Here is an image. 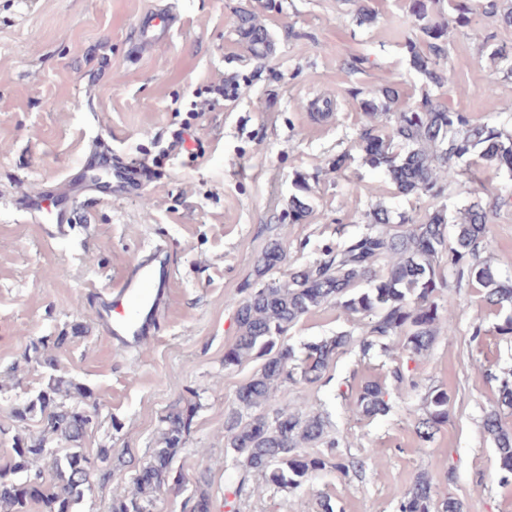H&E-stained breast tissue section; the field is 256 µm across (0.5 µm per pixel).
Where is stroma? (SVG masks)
Masks as SVG:
<instances>
[{
	"mask_svg": "<svg viewBox=\"0 0 512 512\" xmlns=\"http://www.w3.org/2000/svg\"><path fill=\"white\" fill-rule=\"evenodd\" d=\"M0 0V453L12 445L11 405L35 391L45 372L30 357L32 340L55 343L59 372L72 375L100 399L85 446L131 455L132 461L87 494L80 512H109L159 437V418L185 397L200 407L175 468L186 483L161 496L154 512H181L199 472L209 473L212 512L224 505L236 468L224 462V415L238 387L259 364L228 370L224 351L236 336L235 302L268 241L287 232L288 264L312 263L324 247L365 231V213L381 204L422 223L434 205L398 194L382 172L351 162L328 169L337 154H355L367 123L355 92L397 85L405 104L421 98L406 39H419L412 0H171L183 24L149 51L136 48L142 22L161 0ZM375 12L359 24V6ZM270 32L267 59L251 56L239 34L241 12ZM512 51V27L481 12L450 26L444 68L463 86L431 94L475 122H498L512 132V75L488 57V46ZM329 98L330 117L308 105ZM197 140V154L168 151L180 131ZM107 132L132 161L158 162L160 181L133 198L82 208L69 236L47 240L40 225L15 212L12 200L77 165L89 134ZM306 175L312 210L281 229L297 175ZM485 185L508 201L490 221L484 260L512 276V177L482 166ZM166 243L174 270L172 299L157 336L137 350H114L83 302L94 287L116 278L144 247ZM438 298L451 310L453 335H440L408 369L419 383L406 393L381 355L342 354L329 383L292 384L278 404L330 415V435L342 453L364 459L361 476L326 469L301 488L277 491L254 483L236 512H320L329 495L335 512H397L414 478L427 474L438 497L454 496L464 512H512V480L497 468L482 420L497 398L487 369H512V339L496 335L499 321L471 285ZM85 334L73 337L72 324ZM486 333L473 337L471 327ZM367 324L324 306L290 328L300 345L341 331L360 336ZM17 380H9L10 368ZM380 380L388 415L353 414L352 388ZM442 389L451 397L447 425L422 441L413 422L423 397Z\"/></svg>",
	"mask_w": 512,
	"mask_h": 512,
	"instance_id": "1",
	"label": "stroma"
}]
</instances>
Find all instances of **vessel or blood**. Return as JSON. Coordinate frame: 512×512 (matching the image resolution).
<instances>
[{
	"instance_id": "vessel-or-blood-1",
	"label": "vessel or blood",
	"mask_w": 512,
	"mask_h": 512,
	"mask_svg": "<svg viewBox=\"0 0 512 512\" xmlns=\"http://www.w3.org/2000/svg\"><path fill=\"white\" fill-rule=\"evenodd\" d=\"M182 25L174 8L151 12L139 30L138 49L160 41ZM159 172L126 162L103 135H95L79 165L66 177L44 180L14 202L15 210L46 225L48 239L64 237L76 223L79 206L137 195L158 181ZM174 273L164 246L156 245L132 260L118 280L104 284L91 298L103 336L114 349L132 350L155 337L171 299Z\"/></svg>"
}]
</instances>
